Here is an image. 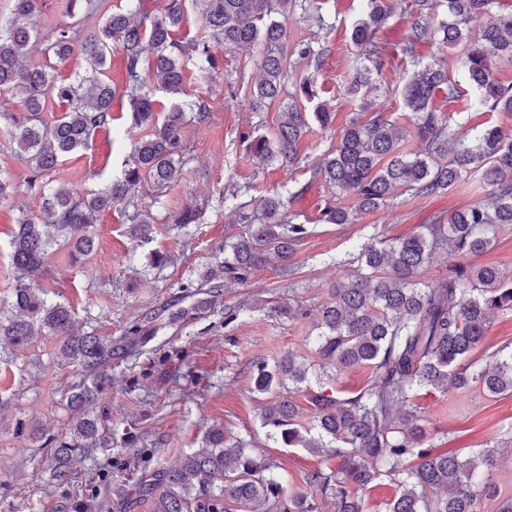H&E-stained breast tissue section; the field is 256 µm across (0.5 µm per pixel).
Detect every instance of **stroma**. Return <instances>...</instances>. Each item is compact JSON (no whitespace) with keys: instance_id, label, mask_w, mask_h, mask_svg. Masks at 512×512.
I'll list each match as a JSON object with an SVG mask.
<instances>
[{"instance_id":"obj_1","label":"stroma","mask_w":512,"mask_h":512,"mask_svg":"<svg viewBox=\"0 0 512 512\" xmlns=\"http://www.w3.org/2000/svg\"><path fill=\"white\" fill-rule=\"evenodd\" d=\"M322 13L333 21V29H319L299 10L288 16L292 36L329 47L316 87L319 100L335 111L329 127L310 122L298 143L297 163L253 160L242 139L253 129L270 132L277 120L276 111L257 114L249 107V82L260 62L257 49L221 51L222 67L211 75L187 66L185 89L189 96L210 98L212 119L191 132L189 161L163 199H156L151 186L141 188L139 204L155 217L150 243L133 248L124 211L113 206L98 217L94 252L75 266L66 251H59L42 286L48 298L73 305L76 332L122 335L133 313L178 303L183 284L199 281L215 255L223 252L240 215L257 213L261 199L275 193L285 194L287 210L313 225V235L295 256L298 274L289 279L268 264L256 270L250 287L229 290L221 303L196 319L164 322L142 354L113 366L112 386L94 406L96 415L114 425L111 445L91 449L76 464L70 483L49 491L43 488L47 475L38 465L51 458L43 443L67 431V392L83 382V373L76 365L58 361L53 336L40 337L19 351L17 360L0 359V512H99L87 490L91 484L110 486L109 512H150L137 489L140 478L150 467L176 465L183 454L202 448L206 430L215 424L228 425L252 441L255 454L284 468L289 488L299 486L302 470L318 466V458L306 450L267 439L259 417L266 398L252 391L256 364L273 362L288 351L304 352V338L317 324L321 305L355 271L350 257L357 243L372 235L387 240L412 234L435 215H450L488 194L479 184L409 198L350 224L318 223L331 191L322 181L312 180L310 168L359 115L356 102L345 94L352 78L349 59L357 53L349 40L356 0H327ZM412 72L409 63L388 59L374 92L377 103L403 129L402 147L410 153L420 151L421 145L411 134L410 114L399 91ZM433 104L449 116L460 135H472L488 121L512 128L510 115L470 112L440 95ZM127 108L126 100L115 99L111 131L97 133L91 149L60 164L52 175L54 183L89 191L120 176L142 136L141 131H128ZM1 168L15 176L13 193L0 202V303H7L14 286L11 232L21 214L38 213L42 199L28 190L22 160L0 152ZM231 189L238 192L235 208L224 203ZM191 202L202 212L200 223L173 230L172 216ZM157 250L173 254L174 263L160 271L151 269L149 259ZM235 304L241 307L237 319L225 323V307ZM419 403L429 448L471 459L483 448L498 446L491 479L502 492L512 494V394L451 389L421 396Z\"/></svg>"}]
</instances>
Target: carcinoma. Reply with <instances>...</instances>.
<instances>
[{"mask_svg": "<svg viewBox=\"0 0 512 512\" xmlns=\"http://www.w3.org/2000/svg\"><path fill=\"white\" fill-rule=\"evenodd\" d=\"M358 2L360 14L350 35L358 54L351 60L347 94L357 102L360 118L350 122L336 147L311 171L336 195L350 197L353 206L328 201L317 222L351 224L354 215L393 207L405 195L442 194L470 180L490 187V203L469 205L447 217L439 214L424 231L408 237L387 241L372 236L358 246L352 257L357 273L322 305L318 334L305 337L323 374L319 389L306 396L309 417L301 415L295 395L308 381L312 363L288 351L271 365H256L253 392L268 397L260 416L267 438L322 458L320 466L304 472L303 486L288 488L276 464L255 457L250 442L216 424L204 436L206 450L184 455L175 467L153 469L141 484L151 512H363L362 493L382 475L398 487L386 512H480L484 501L494 502L495 512H512V495L501 496L485 476L495 449L479 454L482 469L452 451L432 453L425 447L416 402L423 391L450 388L512 392V346L492 353L490 362L468 359L496 314L512 312V274L496 266L469 265L424 278L436 252H484L494 245L499 228L512 225V129L491 124L459 136L449 117L433 106L442 92L450 101L465 100L468 109L512 114V84L495 76L497 60L512 59V13L491 20L474 43L468 25L490 13L495 0H447L448 18L438 22L433 21L438 0H412L409 28L396 46L401 60L416 68L401 88L413 135L422 145L421 153L412 156L402 149L403 131L369 97L387 57L378 31L393 14L392 0ZM298 8L321 12L317 0H166L156 13L123 8L89 29L98 0H61L59 21L37 29L31 19L39 11L38 0H11L7 23L0 25V128L7 135L0 152L24 160L28 187L42 194L43 205L40 213L18 219L11 239L15 288L11 304L0 308V335L18 349L50 334L59 339V362L80 367L92 380L68 393L74 421L68 432L47 440L54 460L49 483H68L72 465L100 441L102 423L88 409L105 384L107 369L139 355L155 339L156 322L166 312L160 308L133 315L118 338L80 335L73 331L71 305L48 299L40 287L50 274L51 255L62 247L75 263L90 255L97 215L116 204L124 209L130 238L149 242L152 217L139 208V188L150 182L162 191L179 178L188 125L208 123L213 112L204 96L183 100L185 66L199 62L208 73L218 70L212 53L217 45L226 50L260 47V75L250 91V106L255 112L277 106L278 121L270 133L251 131L243 139L265 161L297 162V144L309 127L307 104L315 95L313 76H296L294 69L301 62L319 65L327 52L323 44L290 41L285 21ZM191 11L202 20L203 33L182 44L174 35ZM424 44L461 52L457 62L463 81L450 79L442 62L423 61L417 49ZM114 49L124 57L120 91L108 74ZM76 50L84 56L85 73L57 79L52 61ZM292 77L291 92L286 84ZM157 90L169 95L161 111ZM118 95L127 101L130 127L146 131L121 177L91 193L59 185L44 194V177L56 171L62 158L89 149L98 132L112 129ZM51 102L63 112L48 123L42 114ZM13 103L18 109L8 108ZM261 209V222L244 225L230 253L215 258L200 284L183 285L186 297L205 298L179 308L171 318L194 319L227 289L247 286L271 254L282 274L295 275L294 256L311 234L310 225L287 216L278 194L263 198ZM198 222L193 206L173 216L179 228ZM360 366L375 374L370 388L336 397V388L327 384Z\"/></svg>", "mask_w": 512, "mask_h": 512, "instance_id": "cac0c4a2", "label": "carcinoma"}]
</instances>
